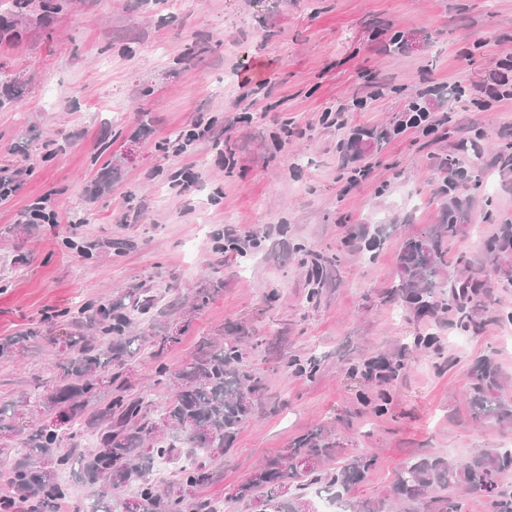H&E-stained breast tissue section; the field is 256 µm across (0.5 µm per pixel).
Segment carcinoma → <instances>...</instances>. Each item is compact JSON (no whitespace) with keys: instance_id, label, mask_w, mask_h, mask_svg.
I'll return each instance as SVG.
<instances>
[{"instance_id":"cac0c4a2","label":"carcinoma","mask_w":512,"mask_h":512,"mask_svg":"<svg viewBox=\"0 0 512 512\" xmlns=\"http://www.w3.org/2000/svg\"><path fill=\"white\" fill-rule=\"evenodd\" d=\"M448 167L455 170V176L442 189L448 196L444 204L446 222L433 233L403 242L398 283L388 291L389 298L418 311L434 308L430 298L447 267L442 239L456 237L469 223V202L463 198L467 188L465 170L456 160L449 161ZM492 252H512V224L502 226ZM482 288L481 282L469 280L461 287L462 298L454 294L445 305L455 312L460 329L469 327L472 317L465 311L466 304L483 294ZM154 304L152 295L129 293L105 303H86L75 314L62 312L79 332L68 340L64 360L55 364L56 376L46 385L37 384L43 392L34 394L54 417L30 430L20 442V451L0 471L6 485L4 495H0V512H51L54 504L70 497V485L59 479V474L67 471L84 483L104 488L83 512H113L109 490L133 481L137 482L133 500L138 512H215L213 500L197 496L198 488L214 477L206 457L231 449L239 429L251 417L260 384L241 367L243 349L239 344H218L215 351L195 357L174 373L163 365L158 367V382L170 387L173 395L159 416H154L143 399L126 394L120 372L135 355L132 345L137 337L130 335L132 313H146ZM39 339L40 331L30 329L0 342V359L12 358L23 344ZM109 373L114 385L110 397L89 408L101 376ZM467 387L479 415L498 418L508 413L505 403L496 396L500 383L488 365L473 370ZM79 419L93 433L96 450L88 454L64 452L63 442L75 437L71 425ZM106 446L110 452H98ZM329 447L330 443L317 434L301 438L295 452L305 451L302 471L280 460H268L235 490L234 497L259 500L271 512H308L304 495L282 493L290 480L302 475L307 484L334 493L351 512H375L365 507L355 510L345 499L351 488L364 480L374 458L356 456L335 472L323 471L316 464ZM183 448H201L204 454L190 453L192 462L178 466L176 483L162 486L154 481L151 475L155 462H177ZM509 473L512 448L484 449L463 463L421 455L402 467L391 496L407 503L432 493L439 503L438 512H461L455 490L462 488L490 500L494 512H512V490L502 485Z\"/></svg>"}]
</instances>
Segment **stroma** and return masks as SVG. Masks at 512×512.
<instances>
[{
  "label": "stroma",
  "instance_id": "stroma-1",
  "mask_svg": "<svg viewBox=\"0 0 512 512\" xmlns=\"http://www.w3.org/2000/svg\"><path fill=\"white\" fill-rule=\"evenodd\" d=\"M44 2L0 0L11 23L0 32V170L17 185L0 203V341L43 336L0 360V408L28 428L45 421L29 396L73 331L57 311L148 288L166 311L134 321L130 397L161 409L157 363L178 370L220 339L243 340L242 366L261 381L252 418L198 491L224 512H259L234 490L309 433L331 444L321 469L374 456L347 499L378 512H435L431 498L390 495L415 456L458 463L512 448V418L478 416L466 395L487 362L512 407V287L484 250L512 224V166L498 161L512 100L471 95L512 59V0ZM428 85L465 93L424 99L437 133L400 129ZM198 120L209 137L174 153ZM472 139L470 223L446 243L450 282L437 291L445 300L468 278L485 282L464 331L451 312H408L385 292L403 242L441 223L440 169ZM355 169L367 176L351 188ZM46 194L57 223H25ZM203 288L214 294L192 310ZM166 331L180 340L155 358ZM417 336L435 342L417 348ZM401 351L397 380L366 376Z\"/></svg>",
  "mask_w": 512,
  "mask_h": 512
}]
</instances>
